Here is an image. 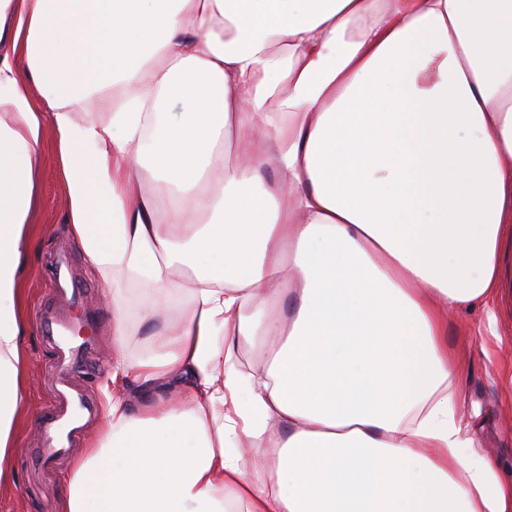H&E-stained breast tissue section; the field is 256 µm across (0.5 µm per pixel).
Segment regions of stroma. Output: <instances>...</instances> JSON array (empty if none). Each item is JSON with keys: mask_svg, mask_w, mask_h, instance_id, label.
Instances as JSON below:
<instances>
[{"mask_svg": "<svg viewBox=\"0 0 512 512\" xmlns=\"http://www.w3.org/2000/svg\"><path fill=\"white\" fill-rule=\"evenodd\" d=\"M37 205L32 229L35 249L23 263V315L28 329L22 338L28 379L24 413L16 425L17 449L10 460L12 480L0 486V512H58L68 464L45 469L37 464L42 439L36 423L53 383L55 350L43 340L34 321L38 306L55 304L42 286L58 250H65L75 277L87 287V304L100 309L91 334L94 349L89 368L73 375L77 385L104 400L112 361V308L99 300V285L84 251L72 233L59 148L52 126H45L36 167ZM502 293L496 303V332L484 327V307L474 304L448 316L445 343L456 364L461 392L458 412L470 424L483 455L512 472V240L503 250Z\"/></svg>", "mask_w": 512, "mask_h": 512, "instance_id": "stroma-1", "label": "stroma"}]
</instances>
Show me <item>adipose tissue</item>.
I'll use <instances>...</instances> for the list:
<instances>
[{
    "label": "adipose tissue",
    "mask_w": 512,
    "mask_h": 512,
    "mask_svg": "<svg viewBox=\"0 0 512 512\" xmlns=\"http://www.w3.org/2000/svg\"><path fill=\"white\" fill-rule=\"evenodd\" d=\"M48 125L112 303L59 512H512L443 342L512 232V0H0V484ZM130 281L164 319L138 359ZM271 337L261 375L226 368ZM133 382L180 390L134 411Z\"/></svg>",
    "instance_id": "1"
}]
</instances>
